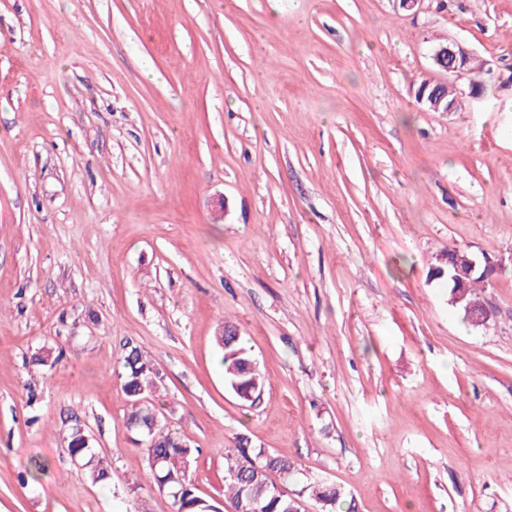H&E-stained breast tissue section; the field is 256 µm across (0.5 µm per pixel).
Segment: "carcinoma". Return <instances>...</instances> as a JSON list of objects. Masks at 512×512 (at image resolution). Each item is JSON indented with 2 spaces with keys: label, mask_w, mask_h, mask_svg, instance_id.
Returning <instances> with one entry per match:
<instances>
[{
  "label": "carcinoma",
  "mask_w": 512,
  "mask_h": 512,
  "mask_svg": "<svg viewBox=\"0 0 512 512\" xmlns=\"http://www.w3.org/2000/svg\"><path fill=\"white\" fill-rule=\"evenodd\" d=\"M440 92L445 99L454 97L453 90L446 84L421 81L416 89V98L428 105L429 97ZM458 249H449L437 258L434 276L449 275ZM485 278L477 273L467 279L466 299L457 304L464 309L468 303L478 304L482 297L478 292L479 283ZM216 344L222 352L224 382L236 398L246 407L258 404L256 398L263 392L264 377L257 366L251 350L246 346L239 329L232 323H224V335L216 337ZM122 390L131 402L127 424L145 445L146 459L154 482L166 485L174 512H201L198 506L200 496L190 476V467L199 449L192 447L164 420H158L155 427L147 423L149 413H157L150 397L156 389L159 370L153 361L143 355L136 346H131L122 359ZM70 455L86 465L91 482L106 483L112 479V468L106 459L95 454L86 446L84 433L71 430L69 436ZM280 475L281 482L294 480L296 467L293 463L267 453L262 448L250 447L245 434L236 437V445L224 453V497L230 501L234 512H287L291 507L301 508L299 500L307 497L314 501L318 512H337L344 505V512H356V504L347 499L344 489L318 479H308L292 496L286 497L275 492V485L269 482L268 473Z\"/></svg>",
  "instance_id": "obj_1"
}]
</instances>
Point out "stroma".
Returning <instances> with one entry per match:
<instances>
[{
  "mask_svg": "<svg viewBox=\"0 0 512 512\" xmlns=\"http://www.w3.org/2000/svg\"><path fill=\"white\" fill-rule=\"evenodd\" d=\"M444 40L485 96L428 112ZM448 248L498 266L486 325L429 277ZM129 344L223 512L242 432L358 512H512V0H0V512H174L126 426ZM223 327L224 336H216V344L222 352L224 382L244 406L254 407L260 402L264 377L237 326L225 322ZM248 393L257 400L245 397ZM84 434L86 433L81 432L78 428H72L68 446L70 455L83 462L82 465L92 462L90 466L84 468L92 483H106L112 479V468L106 459L93 449L89 437H85L86 441L89 442V447L86 446ZM95 453L97 455L94 459Z\"/></svg>",
  "mask_w": 512,
  "mask_h": 512,
  "instance_id": "obj_1",
  "label": "stroma"
}]
</instances>
